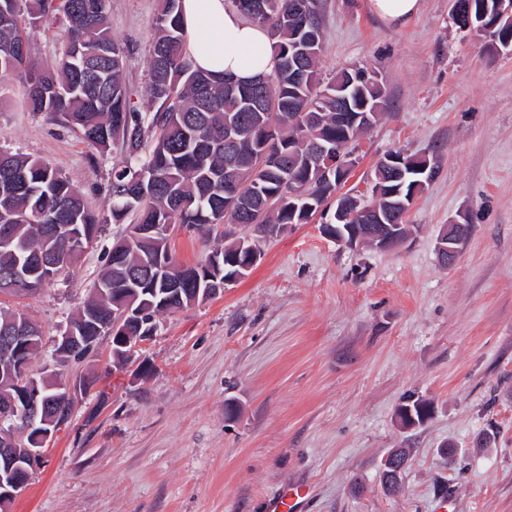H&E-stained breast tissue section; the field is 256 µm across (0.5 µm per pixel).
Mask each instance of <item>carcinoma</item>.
<instances>
[{
  "label": "carcinoma",
  "instance_id": "carcinoma-1",
  "mask_svg": "<svg viewBox=\"0 0 512 512\" xmlns=\"http://www.w3.org/2000/svg\"><path fill=\"white\" fill-rule=\"evenodd\" d=\"M310 25L293 12V0H269L268 15L251 22L269 30L277 57L265 81L228 87L232 76L218 79L196 69L186 49L180 23V0H159L152 23L147 111L131 102L124 80L126 46L112 34L108 0H0V87L22 72L32 112L45 114L77 131L104 155L121 144L125 161L112 168L108 193L110 217L96 214L85 194L46 161L0 149V224L11 225L13 244L0 246V282L16 270L39 282V254L55 246L65 278L75 274L96 225L151 224L159 229L137 239L116 258H109L93 284L84 308L71 318L80 336H104L112 315V298L124 296L133 309L150 316L172 314L192 304L194 288H220L236 272L248 275L256 266L245 243L249 224H263L270 236L287 224H306L311 216L288 201L293 189L312 192L321 207L345 183H323L311 143L356 150L354 140L371 129L359 115L375 113L378 123L387 109L384 86L364 65L340 69L333 80L319 77L323 41V0H307ZM473 28L491 38L495 49L512 51V20L500 18V0H477ZM62 22L60 52L37 65L29 54V30L42 21ZM301 47L305 79L291 71L290 56ZM260 97L263 107L245 111L246 99ZM238 124V142L224 145L226 128ZM293 155L282 168L271 156ZM238 195H224V173ZM397 182L384 184L382 197L369 203L349 196L352 209L369 206L394 210ZM181 224L201 234L224 226V245L193 264L171 253L166 228ZM140 270V283L129 273ZM185 290L166 296L170 278ZM401 425L413 419L424 426L432 418L426 399L397 409Z\"/></svg>",
  "mask_w": 512,
  "mask_h": 512
}]
</instances>
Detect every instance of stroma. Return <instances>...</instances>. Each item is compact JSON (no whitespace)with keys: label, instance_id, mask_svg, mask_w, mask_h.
I'll use <instances>...</instances> for the list:
<instances>
[{"label":"stroma","instance_id":"1","mask_svg":"<svg viewBox=\"0 0 512 512\" xmlns=\"http://www.w3.org/2000/svg\"><path fill=\"white\" fill-rule=\"evenodd\" d=\"M451 5L420 0L398 26L369 0L324 2L322 78L376 68L390 104L359 140L349 188L370 198L373 166L392 150L440 158L407 215L412 235L382 251L337 245L317 217L288 225L245 279L165 317L140 362L113 368L103 346L62 366L91 385L7 512H265V498L291 482L310 488L304 512H436L443 497L455 512H512V54L460 31ZM156 9L157 0H109L141 110ZM1 146L49 162L95 212L109 211L120 150L93 155L29 110L19 80L0 88ZM461 213L471 233L446 267L436 237ZM121 230L103 225L72 278L0 294V308L42 327L35 366L50 362ZM221 242L216 231L170 236L187 264ZM410 395L434 414L404 430L396 411ZM491 429L495 442L478 447ZM394 448L411 455L388 495L381 463Z\"/></svg>","mask_w":512,"mask_h":512}]
</instances>
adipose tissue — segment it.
<instances>
[{
    "label": "adipose tissue",
    "instance_id": "adipose-tissue-1",
    "mask_svg": "<svg viewBox=\"0 0 512 512\" xmlns=\"http://www.w3.org/2000/svg\"><path fill=\"white\" fill-rule=\"evenodd\" d=\"M180 15L196 68L243 82L274 72L277 60L267 29L247 20L229 0H181Z\"/></svg>",
    "mask_w": 512,
    "mask_h": 512
}]
</instances>
